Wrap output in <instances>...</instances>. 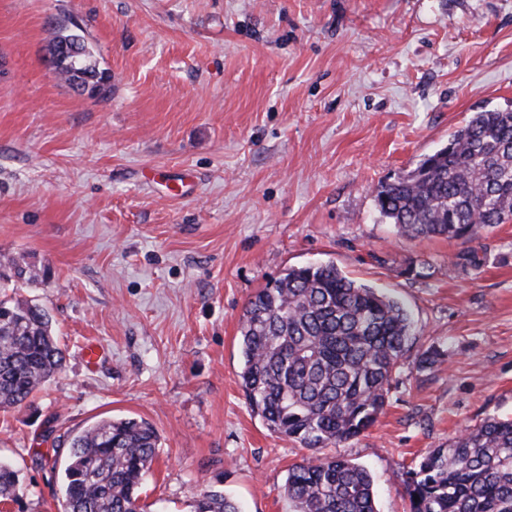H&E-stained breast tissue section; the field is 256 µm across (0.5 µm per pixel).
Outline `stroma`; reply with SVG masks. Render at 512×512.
I'll return each mask as SVG.
<instances>
[{
	"label": "stroma",
	"mask_w": 512,
	"mask_h": 512,
	"mask_svg": "<svg viewBox=\"0 0 512 512\" xmlns=\"http://www.w3.org/2000/svg\"><path fill=\"white\" fill-rule=\"evenodd\" d=\"M71 24L107 97L48 63ZM493 109L512 110V0H0V257L28 264L16 296L65 348L0 409L23 488L0 512H59L71 438L128 417L159 437L143 512H192L210 489L292 512L288 470L311 451L252 410L240 318L268 280L329 261L414 323L384 414L332 450L370 471L378 512H409L421 455L512 418V223L408 239L373 189ZM460 253L476 264L449 269Z\"/></svg>",
	"instance_id": "35a3bbf8"
}]
</instances>
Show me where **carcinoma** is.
Segmentation results:
<instances>
[{"mask_svg":"<svg viewBox=\"0 0 512 512\" xmlns=\"http://www.w3.org/2000/svg\"><path fill=\"white\" fill-rule=\"evenodd\" d=\"M56 76L88 95L106 93L84 39L59 33ZM379 213L407 238H473L512 222V110L476 112L412 170L373 190ZM0 263V408L25 403L61 369L65 351L44 306L6 294L24 279ZM413 321L396 299L358 284L334 263L290 267L248 301L240 320V378L267 428L304 448L339 445L373 427L414 344ZM144 420L104 419L75 436L63 477V512H138V489L157 455ZM411 512H512V420L495 416L428 451L406 472ZM18 471L0 463V499L14 501ZM284 492L294 512H377L374 479L344 458L292 465ZM194 512H240L208 490Z\"/></svg>","mask_w":512,"mask_h":512,"instance_id":"1","label":"carcinoma"}]
</instances>
